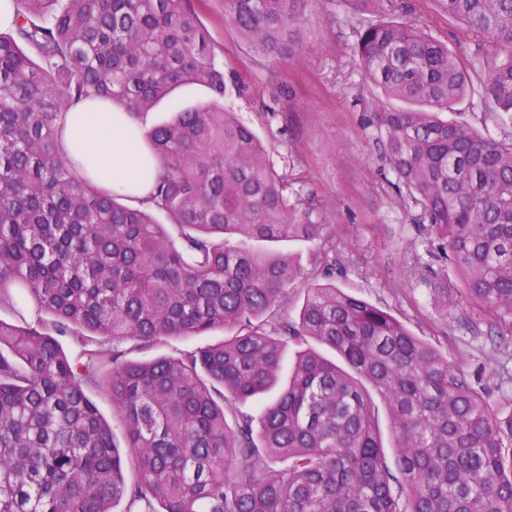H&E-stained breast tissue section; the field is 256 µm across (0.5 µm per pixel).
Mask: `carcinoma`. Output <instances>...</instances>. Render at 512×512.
I'll use <instances>...</instances> for the list:
<instances>
[{
	"instance_id": "carcinoma-1",
	"label": "carcinoma",
	"mask_w": 512,
	"mask_h": 512,
	"mask_svg": "<svg viewBox=\"0 0 512 512\" xmlns=\"http://www.w3.org/2000/svg\"><path fill=\"white\" fill-rule=\"evenodd\" d=\"M12 2L0 33V307L19 320L0 319V512H512V401L503 412L461 363L334 284L308 288L296 319L279 314L293 262L239 242L314 241L325 225L224 108L240 88L192 0ZM222 2L258 56L305 48L308 0ZM341 2L377 16L356 61L405 103L373 113L397 188L465 297L512 318V0H437L491 60L396 20V0ZM187 84L210 101L147 132L161 170L138 205L66 157L59 124L76 103L106 99L137 119ZM474 93L497 136L438 117ZM13 288L51 329L21 321ZM216 329L217 344L128 358ZM56 333L112 344L73 361ZM291 344L286 385L257 413L240 410L278 384Z\"/></svg>"
}]
</instances>
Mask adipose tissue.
<instances>
[{
	"label": "adipose tissue",
	"mask_w": 512,
	"mask_h": 512,
	"mask_svg": "<svg viewBox=\"0 0 512 512\" xmlns=\"http://www.w3.org/2000/svg\"><path fill=\"white\" fill-rule=\"evenodd\" d=\"M139 133L129 115L86 100L66 114L62 143L67 157L86 162L98 186L137 200L147 196L159 172L158 161L145 160Z\"/></svg>",
	"instance_id": "adipose-tissue-1"
}]
</instances>
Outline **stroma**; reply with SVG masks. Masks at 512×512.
Segmentation results:
<instances>
[{
	"label": "stroma",
	"instance_id": "obj_1",
	"mask_svg": "<svg viewBox=\"0 0 512 512\" xmlns=\"http://www.w3.org/2000/svg\"><path fill=\"white\" fill-rule=\"evenodd\" d=\"M403 19H420L436 39L468 57L477 41L435 0H398ZM217 60L246 87L225 98L263 142L275 170L310 198L326 232L313 242L273 244L300 274L283 311L297 318L307 289L337 287L389 311L410 331L463 364L496 398L512 400V334L499 314L463 300L459 272L420 225V206L396 189L372 123L382 94L353 62L360 18L340 0H310L305 55L275 63L256 56L225 20L221 0H193ZM444 283L456 306L433 290Z\"/></svg>",
	"mask_w": 512,
	"mask_h": 512
}]
</instances>
